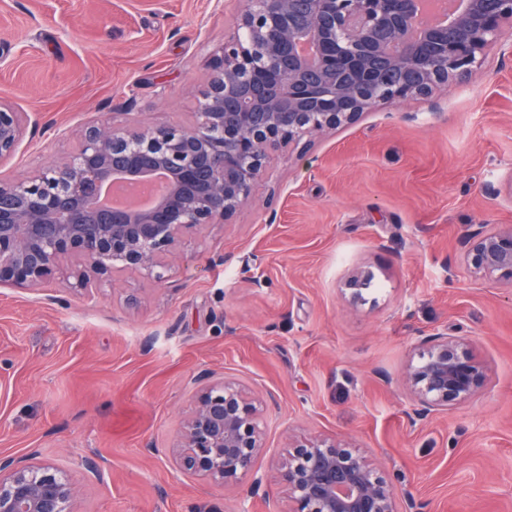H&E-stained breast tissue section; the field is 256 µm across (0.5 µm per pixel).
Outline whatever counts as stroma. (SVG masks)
<instances>
[{
	"instance_id": "obj_1",
	"label": "stroma",
	"mask_w": 512,
	"mask_h": 512,
	"mask_svg": "<svg viewBox=\"0 0 512 512\" xmlns=\"http://www.w3.org/2000/svg\"><path fill=\"white\" fill-rule=\"evenodd\" d=\"M238 0H0V101L28 113L0 172L23 178L85 129L190 125ZM512 226V49L432 95L380 104L273 153L252 196L190 238L164 282L0 287V456L57 465L77 512H284L278 486L213 487L169 450L196 381L265 403L261 472L287 435L378 459L421 512H512V285L472 278L467 230ZM356 268L373 280L349 301ZM466 339L489 368L417 418L415 349Z\"/></svg>"
}]
</instances>
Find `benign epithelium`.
Here are the masks:
<instances>
[{"label": "benign epithelium", "mask_w": 512, "mask_h": 512, "mask_svg": "<svg viewBox=\"0 0 512 512\" xmlns=\"http://www.w3.org/2000/svg\"><path fill=\"white\" fill-rule=\"evenodd\" d=\"M232 40L211 61L195 125L90 127L58 165L28 181L0 178V287L36 288L61 275L82 288L138 271L161 282L189 233L222 224L251 195L267 155L353 123L379 101L424 96L473 75L481 56L512 47V0H455L445 24L414 20L425 0H240ZM27 115L0 101V162ZM162 172L168 193L143 212L94 205L121 179ZM479 280L512 285V226L463 239ZM371 274L346 280L362 300ZM487 368L457 336H436L411 357L405 381L419 415L471 398ZM264 407L239 380L197 382L172 448L176 469L224 489L262 484ZM286 512H408L379 464L327 437L288 440L275 468ZM75 488L52 463L0 458V512H75Z\"/></svg>", "instance_id": "7a95c632"}]
</instances>
